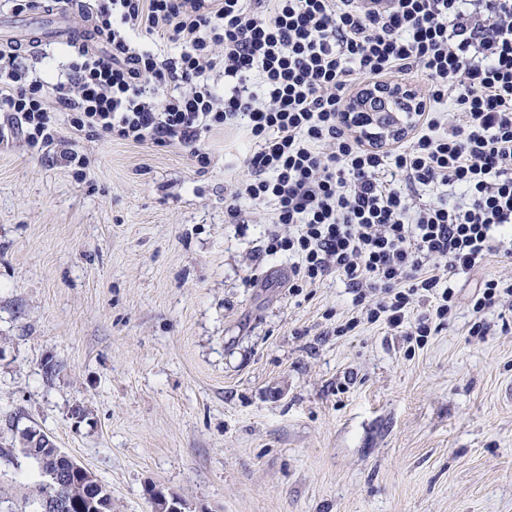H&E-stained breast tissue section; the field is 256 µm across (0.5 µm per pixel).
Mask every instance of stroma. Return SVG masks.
I'll list each match as a JSON object with an SVG mask.
<instances>
[{
    "label": "stroma",
    "instance_id": "35a3bbf8",
    "mask_svg": "<svg viewBox=\"0 0 512 512\" xmlns=\"http://www.w3.org/2000/svg\"><path fill=\"white\" fill-rule=\"evenodd\" d=\"M62 136L0 140V443L43 429L115 512H152V485L192 512H512V315L465 337L512 260L454 277L457 317L424 347L340 335L345 284L289 294L269 208L224 210L245 132L210 133L204 169L177 145ZM43 482L0 459L4 507Z\"/></svg>",
    "mask_w": 512,
    "mask_h": 512
}]
</instances>
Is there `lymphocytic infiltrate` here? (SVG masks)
<instances>
[{"label":"lymphocytic infiltrate","instance_id":"lymphocytic-infiltrate-1","mask_svg":"<svg viewBox=\"0 0 512 512\" xmlns=\"http://www.w3.org/2000/svg\"><path fill=\"white\" fill-rule=\"evenodd\" d=\"M108 49H79L54 81L0 63V111L25 142L60 138L57 114L95 138L188 149L202 134L246 127L244 178L225 196L274 206L267 251L297 262L288 291L328 276L354 294L339 333L405 329L423 346L456 314L450 277L512 256V0H90ZM180 48L159 58L148 41ZM421 83L409 138H367L343 107L356 81ZM451 100L442 111L443 100ZM465 201L418 204L420 187ZM468 336L487 312H512V276L472 294Z\"/></svg>","mask_w":512,"mask_h":512}]
</instances>
